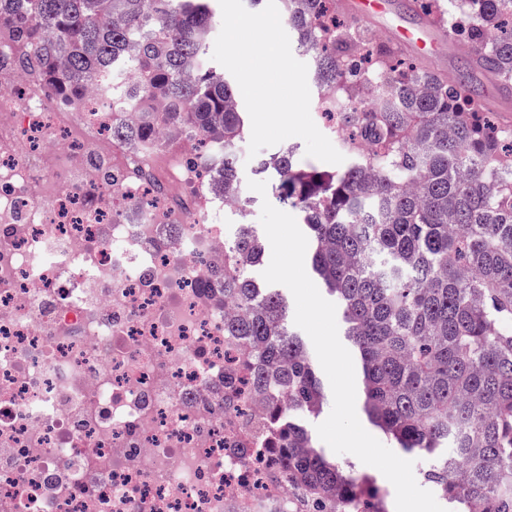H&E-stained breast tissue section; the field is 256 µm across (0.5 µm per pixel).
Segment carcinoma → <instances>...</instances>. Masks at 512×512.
Masks as SVG:
<instances>
[{"instance_id": "obj_1", "label": "carcinoma", "mask_w": 512, "mask_h": 512, "mask_svg": "<svg viewBox=\"0 0 512 512\" xmlns=\"http://www.w3.org/2000/svg\"><path fill=\"white\" fill-rule=\"evenodd\" d=\"M214 0H0L22 63L59 95L91 84L143 112L168 113L112 136L182 124L216 144L212 185L241 195L235 88L209 62ZM465 64L512 84V0H448ZM298 49L324 93L346 88L348 166H304L288 148L262 159L279 202L298 210L311 263L339 301L361 362L365 410L407 452L438 457L427 472L466 512H512V129L487 120L479 89L395 59L337 0H282ZM224 335L252 349L245 368L266 396L257 447L295 512H384L365 482L316 448L309 418L324 394L280 290L251 277L264 248L240 225L225 241Z\"/></svg>"}]
</instances>
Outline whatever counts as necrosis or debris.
<instances>
[{"label": "necrosis or debris", "mask_w": 512, "mask_h": 512, "mask_svg": "<svg viewBox=\"0 0 512 512\" xmlns=\"http://www.w3.org/2000/svg\"><path fill=\"white\" fill-rule=\"evenodd\" d=\"M65 99L0 28V512H291L224 405L229 203L200 136Z\"/></svg>", "instance_id": "necrosis-or-debris-1"}]
</instances>
